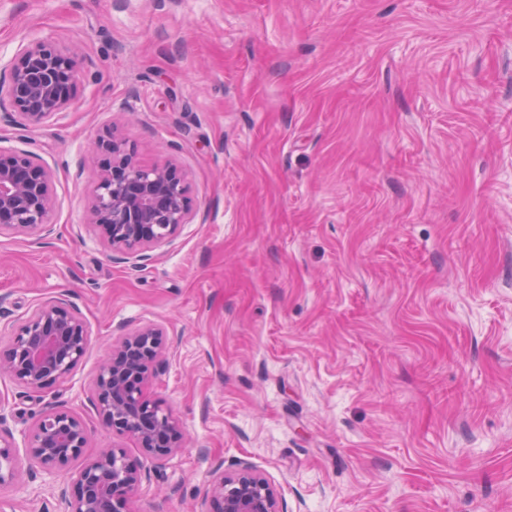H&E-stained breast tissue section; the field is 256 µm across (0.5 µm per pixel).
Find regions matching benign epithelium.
<instances>
[{
  "instance_id": "1",
  "label": "benign epithelium",
  "mask_w": 512,
  "mask_h": 512,
  "mask_svg": "<svg viewBox=\"0 0 512 512\" xmlns=\"http://www.w3.org/2000/svg\"><path fill=\"white\" fill-rule=\"evenodd\" d=\"M77 57L47 42L27 44L9 72L11 101L18 123L35 128L54 118L75 91ZM99 176L88 206V225L100 231L112 251L140 260L191 223L185 174L175 164H141L128 141L107 130L89 147ZM53 177L30 155L0 150V234L38 241L52 231ZM163 330L145 324L131 330L99 367L92 403L103 423L133 437L161 462L181 448L183 431L171 412L145 394L167 362ZM88 344V327L69 300L38 304L11 326L9 345L0 350V373L33 391L69 379ZM25 458L14 435L0 433V486L21 480L23 461L52 476L80 458L88 442L84 421L71 411L52 408L22 433ZM146 478L122 448H109L84 461L60 489L65 512H135L133 499ZM209 512H282L275 487L256 468L242 463L211 469Z\"/></svg>"
}]
</instances>
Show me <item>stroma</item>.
Returning a JSON list of instances; mask_svg holds the SVG:
<instances>
[{
	"label": "stroma",
	"mask_w": 512,
	"mask_h": 512,
	"mask_svg": "<svg viewBox=\"0 0 512 512\" xmlns=\"http://www.w3.org/2000/svg\"><path fill=\"white\" fill-rule=\"evenodd\" d=\"M79 50L77 88L0 150L53 175L52 234H0V348L66 297L90 331L64 383L0 376V428L61 407L85 457L124 448L135 512H207L211 464L251 463L282 512H512V0H0V77L31 42ZM185 172L193 220L147 259L86 225L110 127ZM163 327L146 394L167 461L105 426L98 366ZM40 471L0 512H63Z\"/></svg>",
	"instance_id": "1"
}]
</instances>
